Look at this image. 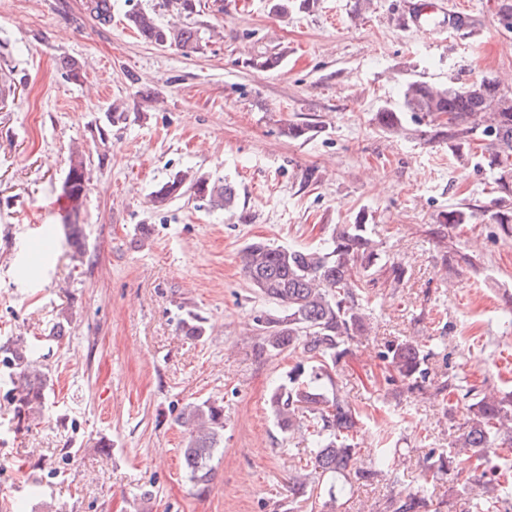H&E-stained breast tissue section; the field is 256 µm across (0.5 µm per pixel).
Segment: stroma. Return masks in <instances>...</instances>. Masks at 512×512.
Listing matches in <instances>:
<instances>
[{"instance_id": "35a3bbf8", "label": "stroma", "mask_w": 512, "mask_h": 512, "mask_svg": "<svg viewBox=\"0 0 512 512\" xmlns=\"http://www.w3.org/2000/svg\"><path fill=\"white\" fill-rule=\"evenodd\" d=\"M413 0H320L311 13L271 15L266 0H200L185 54L144 42L133 9L170 15L161 0H112L102 22L86 0H0V346L33 342L48 380L42 415L18 421L15 375L0 363V500L7 512H310L289 478L311 470L307 435L283 433L272 391L303 350L262 348L254 319L269 308L241 272L254 241L313 247L364 214L400 282L379 275L367 334L339 367L338 395L362 413L355 466L381 452L393 473L350 478L322 512H390L392 497L477 503L484 482L428 472L431 452L454 445L461 408L444 383L512 391V232L488 213L492 176L416 132L381 129L377 110L398 104L408 80L439 85L478 73L512 84V31L497 0H468V35L447 20L406 27ZM278 55L273 70L250 58ZM82 69L64 75V62ZM121 103L125 123L107 112ZM314 134L292 141L282 123ZM91 173L78 221L87 252L74 264L56 204L73 151ZM314 170L305 181L306 170ZM231 182L226 211L152 194L179 173ZM459 203L475 223L438 225ZM53 228L50 258L34 251ZM472 266L445 267L444 253ZM203 321L184 335L187 314ZM61 326L60 342L48 341ZM405 341L427 345L425 392L390 381L384 358ZM224 407V443L202 487L183 464L178 422L190 403Z\"/></svg>"}]
</instances>
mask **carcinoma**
<instances>
[{"label": "carcinoma", "mask_w": 512, "mask_h": 512, "mask_svg": "<svg viewBox=\"0 0 512 512\" xmlns=\"http://www.w3.org/2000/svg\"><path fill=\"white\" fill-rule=\"evenodd\" d=\"M270 12L284 17L293 12H309L319 0H268ZM87 9L100 21L112 17L111 0H86ZM163 7L176 18L196 12V0H163ZM129 26L144 41L174 47L187 54L198 47L197 31L175 22L162 24L155 14L137 10L128 14ZM378 125L391 132L405 130L407 121H427L430 130L424 136L430 142L443 143L460 160L475 163L493 174L495 210L491 219L498 224H512V87L500 79L481 75L458 86L435 85L426 81L403 83L400 102L385 105L376 115ZM313 132L308 124L288 123L280 128L288 140H306ZM89 176L83 156L71 157L63 185V195L72 213H77L86 196ZM211 205L229 209L235 205L236 190L229 183L209 182L203 177L182 173L162 184L153 201L164 204L186 193ZM474 209L460 204L440 215L441 224H469ZM70 258L83 261L86 233L82 224L66 225ZM378 245L372 238L365 216L356 215L351 224H340L332 236L313 248L273 247L263 242L248 245L241 256V270L249 283L268 302L285 315L273 314L256 319L264 335L267 350L281 353L301 345L313 365L288 375V384L279 386L270 396V409L280 429L286 433L307 432L313 446V467L318 477L330 481L329 495L336 494V476L345 475L356 459L353 443L361 415L338 395H328L327 386H335L341 361L351 353L356 337L367 331L366 290L377 272L401 280L404 268L392 261L379 264ZM3 362L15 369L17 413H40L47 388L45 373L34 364V347L23 340L3 347ZM429 353L416 342L407 341L388 349L384 358L391 370L408 388H421L426 380L422 365ZM448 391L463 405L466 421L455 446L440 452L430 468L448 473V478L466 470L486 475L496 482L509 483L512 464H492L501 452L512 453V394L486 393L471 387L464 392L450 386ZM187 432L183 460L190 480L207 484L213 468L210 462L224 441V408L205 400L191 403L181 413ZM392 457L381 453L370 468L355 471L368 479L390 472ZM318 484L309 475H295L292 495L303 501L316 500ZM392 512H439L440 504L421 492H409L391 502Z\"/></svg>", "instance_id": "cac0c4a2"}]
</instances>
